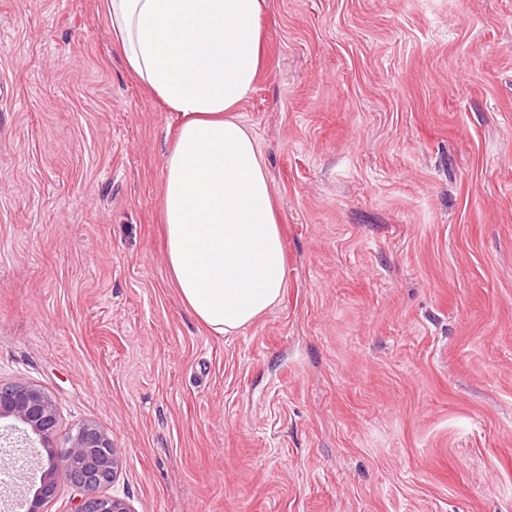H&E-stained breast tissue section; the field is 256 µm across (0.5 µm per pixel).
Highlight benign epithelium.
<instances>
[{"mask_svg":"<svg viewBox=\"0 0 512 512\" xmlns=\"http://www.w3.org/2000/svg\"><path fill=\"white\" fill-rule=\"evenodd\" d=\"M12 418L17 432L13 443L33 447L40 445L46 453L48 467L40 486L26 500V512H42L44 503L53 497L59 485L67 483L82 493L74 512H130L117 497L98 493L101 478L115 479L122 449L99 426L79 425L68 443H55L57 413L49 397L38 387L27 384L0 386V419Z\"/></svg>","mask_w":512,"mask_h":512,"instance_id":"obj_1","label":"benign epithelium"}]
</instances>
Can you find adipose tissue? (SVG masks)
Segmentation results:
<instances>
[{"label":"adipose tissue","instance_id":"1","mask_svg":"<svg viewBox=\"0 0 512 512\" xmlns=\"http://www.w3.org/2000/svg\"><path fill=\"white\" fill-rule=\"evenodd\" d=\"M267 0H105L128 70L177 118L163 163L167 273L229 336L277 305L286 266L267 166L236 114L264 63Z\"/></svg>","mask_w":512,"mask_h":512}]
</instances>
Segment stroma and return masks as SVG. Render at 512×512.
I'll return each instance as SVG.
<instances>
[{"label": "stroma", "mask_w": 512, "mask_h": 512, "mask_svg": "<svg viewBox=\"0 0 512 512\" xmlns=\"http://www.w3.org/2000/svg\"><path fill=\"white\" fill-rule=\"evenodd\" d=\"M263 24L238 114L286 288L215 336L167 275L174 120L101 0H0V383L112 437L131 512H512V0Z\"/></svg>", "instance_id": "obj_1"}]
</instances>
